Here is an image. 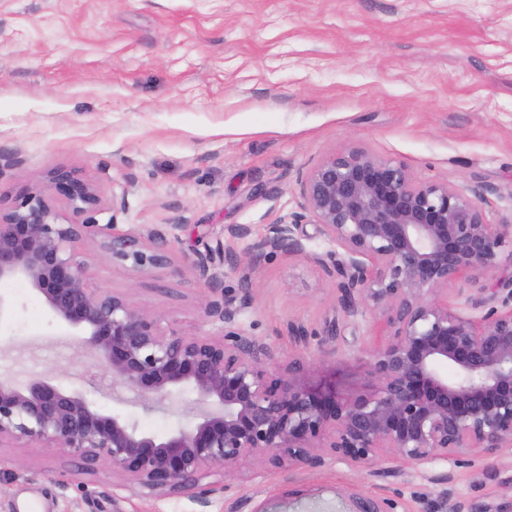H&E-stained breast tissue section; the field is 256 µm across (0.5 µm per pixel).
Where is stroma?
<instances>
[{
	"instance_id": "obj_1",
	"label": "stroma",
	"mask_w": 512,
	"mask_h": 512,
	"mask_svg": "<svg viewBox=\"0 0 512 512\" xmlns=\"http://www.w3.org/2000/svg\"><path fill=\"white\" fill-rule=\"evenodd\" d=\"M362 146L404 162L419 179L473 190L490 222L512 219V0H0V206H13L51 171L76 170L124 212L99 223L162 234L173 263L137 274L89 242L93 287L126 295L188 332H215L203 308L214 294L184 259L217 242L244 256L245 239L300 209L301 179L332 152ZM305 254L280 252L248 271L225 269L224 298L238 325L267 348L264 365L301 359V380L342 394L366 391L372 318L354 337L296 347L288 325L323 334L341 319L336 285L314 255L333 245L304 225ZM0 323V375L47 373L104 411L163 436L204 412L187 392L148 412L112 380L23 281ZM35 471L0 477V512H229L231 497L268 507L301 492L300 512H340L351 486L373 490L341 463L320 470L228 476L230 497L201 506L191 494L145 499L115 491L111 469L81 473L38 444L0 447V463ZM459 499L494 512L512 500V447L495 470H458ZM441 485L406 467L391 495L440 512Z\"/></svg>"
}]
</instances>
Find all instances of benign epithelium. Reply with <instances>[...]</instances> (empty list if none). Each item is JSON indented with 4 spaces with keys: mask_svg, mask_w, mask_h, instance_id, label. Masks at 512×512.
<instances>
[{
    "mask_svg": "<svg viewBox=\"0 0 512 512\" xmlns=\"http://www.w3.org/2000/svg\"><path fill=\"white\" fill-rule=\"evenodd\" d=\"M302 187L301 211L267 225L249 244V262L306 253L300 228L318 226L336 249L315 260L335 278L346 322L374 318L371 391L339 396L301 383L294 363L286 373L267 369L236 325L238 309L223 299L204 307L220 332L188 334L122 294L89 287L87 261L74 248L80 241L136 273L171 265V250L158 233L143 238L99 223V186L57 169L48 187L0 210V283L27 281L99 365L147 402L191 391L211 410L159 437L101 411L53 374L22 387L0 380V446L40 444L80 460L87 473L112 468L123 488L142 496L192 491L204 507L228 485L201 481L248 460L263 472L339 462L389 485L403 476L394 461L445 465L431 480L446 486L448 512H482L456 499L450 485L457 469L490 470L498 451L512 447V275L492 288L481 284L512 247V224L490 222L464 190L420 181L402 162L361 147L325 157ZM186 263L209 274L211 287L219 265L238 266L222 242ZM450 286L475 314L448 307ZM288 336L306 349L313 333L292 322ZM345 500L344 512L399 507L357 486Z\"/></svg>",
    "mask_w": 512,
    "mask_h": 512,
    "instance_id": "7a95c632",
    "label": "benign epithelium"
}]
</instances>
